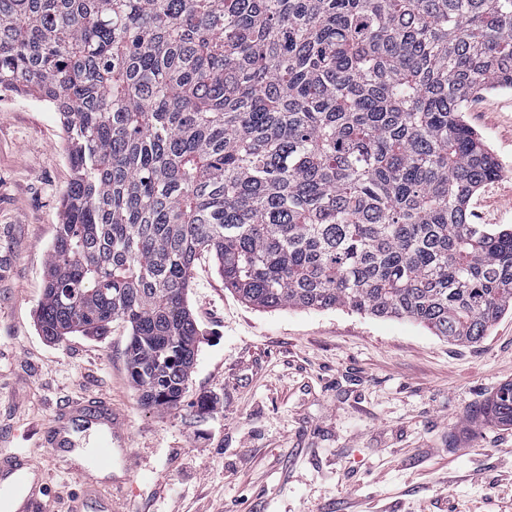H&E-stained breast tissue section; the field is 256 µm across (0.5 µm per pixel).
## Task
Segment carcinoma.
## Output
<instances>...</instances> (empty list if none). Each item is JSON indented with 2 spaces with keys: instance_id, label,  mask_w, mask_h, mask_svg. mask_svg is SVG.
<instances>
[{
  "instance_id": "cac0c4a2",
  "label": "carcinoma",
  "mask_w": 512,
  "mask_h": 512,
  "mask_svg": "<svg viewBox=\"0 0 512 512\" xmlns=\"http://www.w3.org/2000/svg\"><path fill=\"white\" fill-rule=\"evenodd\" d=\"M512 88V0H0V91L59 112L71 181L42 336L129 328L146 407L181 402L213 254L262 310L347 309L481 341L512 309L500 165L464 118ZM482 414L512 426V383Z\"/></svg>"
}]
</instances>
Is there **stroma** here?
Instances as JSON below:
<instances>
[{
    "label": "stroma",
    "mask_w": 512,
    "mask_h": 512,
    "mask_svg": "<svg viewBox=\"0 0 512 512\" xmlns=\"http://www.w3.org/2000/svg\"><path fill=\"white\" fill-rule=\"evenodd\" d=\"M501 165L471 201L476 224H512V90L465 114ZM71 180L60 117L0 93V451L44 475L55 512L80 501L43 443L54 410L111 399L132 435L101 496L119 512H512V427L480 410L512 382V311L475 344L345 310L266 311L225 288L202 254L187 292L200 330L181 403L147 408L128 373L129 330L50 343L36 313Z\"/></svg>",
    "instance_id": "obj_1"
}]
</instances>
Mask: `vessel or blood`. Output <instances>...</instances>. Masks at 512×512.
<instances>
[{
  "label": "vessel or blood",
  "instance_id": "1",
  "mask_svg": "<svg viewBox=\"0 0 512 512\" xmlns=\"http://www.w3.org/2000/svg\"><path fill=\"white\" fill-rule=\"evenodd\" d=\"M122 418L104 399L75 402L58 408L53 425L47 436V444L59 462H66L68 453L80 447L83 439L93 435L102 436L97 448L93 470L108 467L112 461L114 447L125 446L127 437L120 429ZM24 470V457L15 452L0 454V499L10 502V512H52L45 497V481L37 479L18 485L17 477ZM82 470L78 480L86 487L87 495H95L92 472Z\"/></svg>",
  "mask_w": 512,
  "mask_h": 512
}]
</instances>
